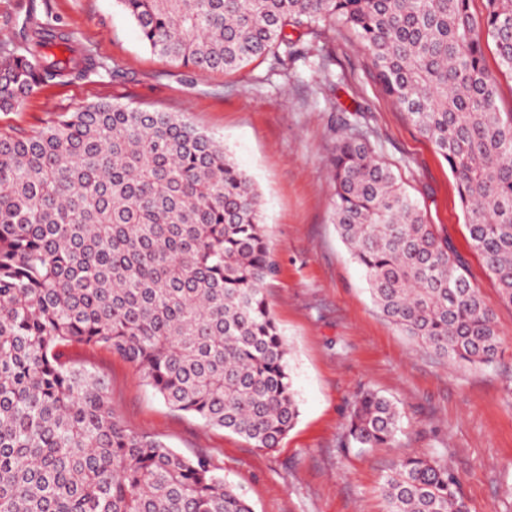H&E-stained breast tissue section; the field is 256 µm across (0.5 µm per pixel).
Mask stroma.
I'll return each mask as SVG.
<instances>
[{
    "instance_id": "obj_1",
    "label": "stroma",
    "mask_w": 512,
    "mask_h": 512,
    "mask_svg": "<svg viewBox=\"0 0 512 512\" xmlns=\"http://www.w3.org/2000/svg\"><path fill=\"white\" fill-rule=\"evenodd\" d=\"M80 49L115 75L41 88L0 112V127L31 134L60 113L100 100L174 112L223 141L261 193L280 264L265 295L289 349L300 415L272 451L166 406L138 370L108 350L67 355L102 376L130 429L184 454L210 453L255 512H385L380 485L396 456L448 459L470 512H512V306L467 243L457 185L443 158L386 97L369 53L334 27L294 59L283 48L238 71L205 75L154 54L116 0H47ZM350 120L460 255L494 316L503 351L490 367L455 366L392 325L336 232L330 179L336 130ZM395 401L390 448H347L346 417L360 392Z\"/></svg>"
}]
</instances>
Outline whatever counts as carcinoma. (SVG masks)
I'll return each instance as SVG.
<instances>
[{
  "label": "carcinoma",
  "mask_w": 512,
  "mask_h": 512,
  "mask_svg": "<svg viewBox=\"0 0 512 512\" xmlns=\"http://www.w3.org/2000/svg\"><path fill=\"white\" fill-rule=\"evenodd\" d=\"M155 53L206 74L242 68L319 27L352 30L384 93L447 162L471 248L512 306V0H117ZM110 78L36 0L0 40V111L40 88ZM336 229L394 326L437 357L489 366L493 314L448 237L345 121L332 158ZM261 195L224 142L173 112L99 101L20 135L0 129V512H254L206 453L129 429L104 377L64 348L133 364L170 408L274 450L300 411L264 294L279 273ZM398 407L367 390L353 448L392 447ZM386 512H469L439 457L396 458Z\"/></svg>",
  "instance_id": "1"
}]
</instances>
